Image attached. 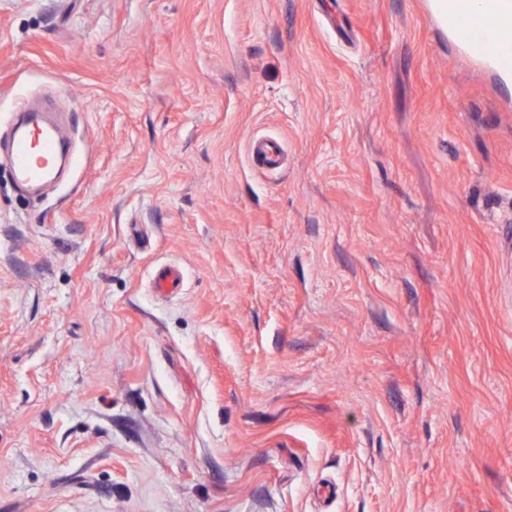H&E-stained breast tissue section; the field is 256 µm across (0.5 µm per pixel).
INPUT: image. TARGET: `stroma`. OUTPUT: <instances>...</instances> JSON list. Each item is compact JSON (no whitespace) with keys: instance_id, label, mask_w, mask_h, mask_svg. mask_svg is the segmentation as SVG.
Listing matches in <instances>:
<instances>
[{"instance_id":"obj_1","label":"stroma","mask_w":512,"mask_h":512,"mask_svg":"<svg viewBox=\"0 0 512 512\" xmlns=\"http://www.w3.org/2000/svg\"><path fill=\"white\" fill-rule=\"evenodd\" d=\"M32 95L0 512H512V88L428 0H0ZM63 148L50 129L39 126L16 135L11 154L12 176L17 182L39 183L51 174L52 161ZM252 164L259 169L277 166L282 156L280 144L272 139L252 140L249 147Z\"/></svg>"}]
</instances>
